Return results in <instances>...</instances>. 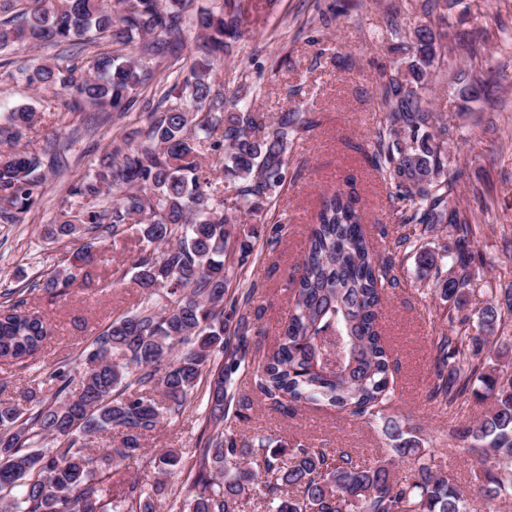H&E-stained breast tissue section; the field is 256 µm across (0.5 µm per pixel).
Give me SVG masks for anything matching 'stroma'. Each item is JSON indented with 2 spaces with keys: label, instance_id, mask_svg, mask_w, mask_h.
I'll use <instances>...</instances> for the list:
<instances>
[{
  "label": "stroma",
  "instance_id": "35a3bbf8",
  "mask_svg": "<svg viewBox=\"0 0 512 512\" xmlns=\"http://www.w3.org/2000/svg\"><path fill=\"white\" fill-rule=\"evenodd\" d=\"M423 0H239L242 36L234 58L217 64L216 82L232 92L240 79L256 84V105L267 113L303 106L314 121L296 136L288 157L286 185L275 211L262 218L263 231L280 225L276 244L258 239L257 258L249 264L242 305L248 329L237 345L246 353L247 369L232 375L227 427L235 437L267 435L314 448H345L365 461L386 456L391 445L385 419L420 426V437L435 458L453 471L468 502L481 507L483 466L475 453L448 443L449 415L427 394L434 376V344L447 328L448 304L436 278H420L417 253L397 240L405 207L396 189L382 181L358 152L385 126L380 105V73L396 61L392 29L408 32L423 21ZM335 13L323 25L322 13ZM448 34L472 41L473 56L440 60L429 78L430 107L439 121L454 125L458 139L448 145L449 175L458 179L462 205L477 224L470 250L483 262L473 269L489 279L512 272V0H448ZM138 88L136 107L101 120L93 110L64 112L59 89H33L21 79L0 76V108L27 104L36 117L26 141L43 150L63 147L68 165L47 172L36 204L22 223L0 224V291L23 287L25 279L50 275L65 258L64 244L43 240L44 224L58 218L67 187L102 162L107 152L133 138L148 123L141 101L152 99L164 67ZM490 79L489 95L462 103L458 72ZM354 182L365 213V228L381 256L392 257L396 285L382 310L384 334L393 360L396 398L386 417H354L313 406H280L254 385L253 370L272 348L278 328L288 316L289 281L305 247L308 228L322 195ZM136 252L99 249L87 282H75L65 295L42 290L28 293L32 311L50 319L53 335L35 362L25 367L0 364V383L7 394L20 396L35 386L57 362L81 357L95 337L120 313L135 310L142 297L128 280L114 281L112 271ZM205 403L197 395L183 413L170 417L148 436L137 459L125 462L112 478V494L120 496L129 482L151 481L155 452L189 451L206 428Z\"/></svg>",
  "mask_w": 512,
  "mask_h": 512
}]
</instances>
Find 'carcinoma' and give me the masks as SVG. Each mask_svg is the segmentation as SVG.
I'll list each match as a JSON object with an SVG mask.
<instances>
[{
  "label": "carcinoma",
  "mask_w": 512,
  "mask_h": 512,
  "mask_svg": "<svg viewBox=\"0 0 512 512\" xmlns=\"http://www.w3.org/2000/svg\"><path fill=\"white\" fill-rule=\"evenodd\" d=\"M190 0H118L119 15L104 0H0V68L15 64L11 49L22 45H66L79 50L59 62L18 66L30 85L58 87L65 110L87 106L103 113L125 112L134 91L152 72L144 59L176 55ZM198 57L186 75L173 71L156 105L146 104L149 122L137 144L115 148L110 160L68 188L81 200L73 215L62 211L44 225V238L75 245L68 265L30 288L61 294L94 262L93 238L117 243L134 234L142 244L118 280H131L144 294L136 312L122 313L100 332L79 369L67 361L29 389L22 408L0 398V508L3 512H157L171 494L170 483H129L112 498L113 468L143 449L142 442L177 416L203 373L213 372L206 417L221 426L224 399L233 373L246 355H215L230 346L229 324L240 311L229 293L255 249L254 231L241 229L245 217L277 207L283 193L288 154L298 132L312 121L300 109L271 116L255 106L260 90L244 81L230 98L212 84L214 61L229 57L240 38L236 0L197 9ZM395 50L402 57L381 74V107L387 126L356 149L398 192L411 232L399 247H414L433 224L445 225L448 239L462 248L419 252L425 275L451 263L441 294L449 332L438 337L434 378L428 398L443 411L460 407L474 383L490 407L477 420L448 428L451 444L494 460L483 471L484 499L512 500V363L508 347L483 355L493 335L512 320V287L498 288L473 277L479 254L465 251L473 235L460 208L456 178L448 176V141L454 129L437 122L427 107L428 77L439 63L442 43L433 27L421 24ZM144 41L141 57L124 52L134 38ZM102 40L111 51L88 54ZM463 101L480 97L483 82L465 79ZM35 117L32 107L0 115V224H17L34 205L44 170L63 167L53 147L27 149L23 139ZM222 139L210 141L216 129ZM218 160L211 167L235 191L234 202L214 203L203 175L202 147ZM290 281L292 308L277 348L257 370L256 385L281 403L323 402L353 416L372 417L393 399L390 361L379 326L382 279L388 273L363 231L355 185L323 197L306 248ZM26 289L0 293V362L26 363L52 336L44 317L23 311ZM495 299L467 313V297ZM158 391L167 406L148 396ZM420 428L394 422L385 428L393 441L388 457L372 463L338 448L327 452L297 442L272 445L265 435L243 442L212 433L198 441L189 459L170 449L152 458L154 469L181 478L178 512H240L249 488L262 485L267 512H470L448 466L421 447ZM54 448L46 450L43 443ZM403 462L408 475L398 479Z\"/></svg>",
  "instance_id": "obj_1"
}]
</instances>
